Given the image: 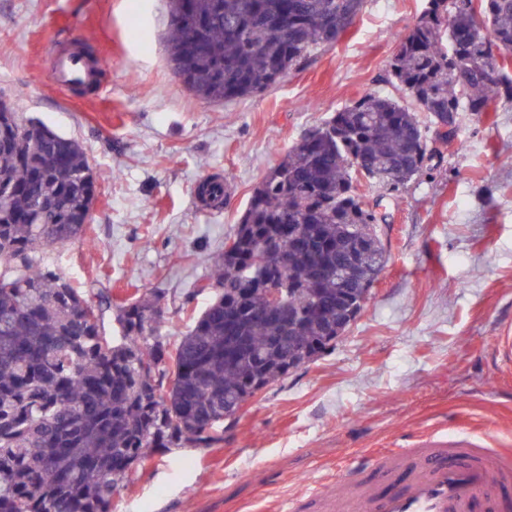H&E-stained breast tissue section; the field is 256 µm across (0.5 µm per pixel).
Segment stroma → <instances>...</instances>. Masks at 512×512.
I'll list each match as a JSON object with an SVG mask.
<instances>
[{
    "instance_id": "35a3bbf8",
    "label": "stroma",
    "mask_w": 512,
    "mask_h": 512,
    "mask_svg": "<svg viewBox=\"0 0 512 512\" xmlns=\"http://www.w3.org/2000/svg\"><path fill=\"white\" fill-rule=\"evenodd\" d=\"M427 0H365L334 46L266 91L193 95L168 59L166 0H0V99L77 140L97 195L88 241L52 250L58 272L113 302L182 295L205 277L253 190L308 129L370 90L393 93L397 37ZM111 58L90 93L59 90L48 54L76 37ZM420 178L370 190L388 263L336 346L251 399L224 441L148 455L112 512H288V501L373 448L438 426L512 448V375L495 365L512 323V108L458 116ZM224 178L219 211L199 207Z\"/></svg>"
}]
</instances>
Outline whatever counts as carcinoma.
<instances>
[{"label": "carcinoma", "mask_w": 512, "mask_h": 512, "mask_svg": "<svg viewBox=\"0 0 512 512\" xmlns=\"http://www.w3.org/2000/svg\"><path fill=\"white\" fill-rule=\"evenodd\" d=\"M168 2L167 47L187 54L170 58L175 74L222 102L264 91L335 44L365 0ZM510 66L512 0H428L388 70L414 106L366 92L289 148L185 295L211 298L178 333L165 329L161 290L114 306L108 290H81L49 261V248L85 237L93 172L78 141L0 100V512H111L147 455L217 445L224 408L236 413L336 346L386 263L383 217L360 187L396 189L428 168L420 114L444 142L458 113L511 106ZM204 187L224 200L222 179ZM286 242V272L261 266L263 250ZM283 275L294 284L288 317L258 313Z\"/></svg>", "instance_id": "carcinoma-1"}]
</instances>
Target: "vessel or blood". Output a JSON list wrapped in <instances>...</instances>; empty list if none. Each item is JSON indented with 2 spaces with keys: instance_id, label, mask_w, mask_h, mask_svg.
Listing matches in <instances>:
<instances>
[{
  "instance_id": "obj_1",
  "label": "vessel or blood",
  "mask_w": 512,
  "mask_h": 512,
  "mask_svg": "<svg viewBox=\"0 0 512 512\" xmlns=\"http://www.w3.org/2000/svg\"><path fill=\"white\" fill-rule=\"evenodd\" d=\"M51 75L61 87L92 81L93 69L79 53L52 54ZM411 470L401 487L381 495L364 484L365 472L392 476ZM342 493L319 482L289 500V512H306L314 503L328 512H489L496 489L512 480V451L483 448L467 437L427 433L415 448H377L346 465Z\"/></svg>"
}]
</instances>
